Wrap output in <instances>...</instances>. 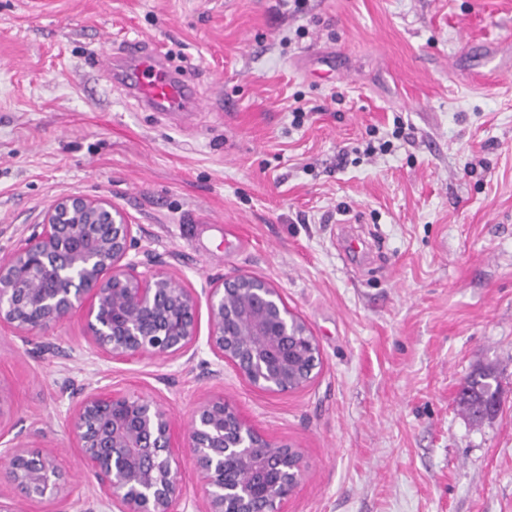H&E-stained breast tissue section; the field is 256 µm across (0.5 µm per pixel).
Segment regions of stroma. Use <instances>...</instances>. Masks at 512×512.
Segmentation results:
<instances>
[{"label": "stroma", "instance_id": "1", "mask_svg": "<svg viewBox=\"0 0 512 512\" xmlns=\"http://www.w3.org/2000/svg\"><path fill=\"white\" fill-rule=\"evenodd\" d=\"M133 38L201 111L141 109L97 66ZM505 39L512 0H0V253L55 199L105 196L131 259L199 293L272 283L322 357L302 389L251 386L210 351L204 305L194 355L138 365L78 315L46 351L0 332V443L55 457L63 512H112L70 434L96 387L151 396L180 431L224 397L308 462L282 512H512V73L469 74L473 42ZM486 364L502 407L475 424L458 393Z\"/></svg>", "mask_w": 512, "mask_h": 512}]
</instances>
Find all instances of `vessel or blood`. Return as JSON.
Returning a JSON list of instances; mask_svg holds the SVG:
<instances>
[{
	"instance_id": "1",
	"label": "vessel or blood",
	"mask_w": 512,
	"mask_h": 512,
	"mask_svg": "<svg viewBox=\"0 0 512 512\" xmlns=\"http://www.w3.org/2000/svg\"><path fill=\"white\" fill-rule=\"evenodd\" d=\"M116 83L139 104L155 112H195L200 108L194 87L174 74L161 54L148 51L142 41L127 42L113 65Z\"/></svg>"
}]
</instances>
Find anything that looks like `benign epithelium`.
I'll return each instance as SVG.
<instances>
[{
	"label": "benign epithelium",
	"mask_w": 512,
	"mask_h": 512,
	"mask_svg": "<svg viewBox=\"0 0 512 512\" xmlns=\"http://www.w3.org/2000/svg\"><path fill=\"white\" fill-rule=\"evenodd\" d=\"M41 231L0 257V331L46 345L54 326L81 314L105 357L127 364L186 355L198 340L200 296L150 255L129 258L134 225L104 196L67 195L44 212ZM208 346L249 384L276 393L305 387L320 367L319 344L273 284L246 273L204 291ZM88 475L117 512H180L185 448L204 479L203 512H281L308 466L290 444L265 438L222 396L199 402L179 437L171 413L140 394L88 391L71 417ZM18 492L0 512L68 498L55 458L0 450V478Z\"/></svg>",
	"instance_id": "1"
}]
</instances>
